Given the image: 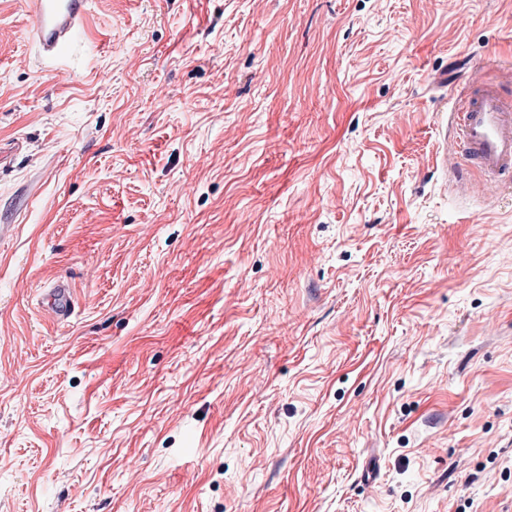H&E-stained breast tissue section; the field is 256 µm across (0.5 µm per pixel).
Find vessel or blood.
<instances>
[{"mask_svg": "<svg viewBox=\"0 0 512 512\" xmlns=\"http://www.w3.org/2000/svg\"><path fill=\"white\" fill-rule=\"evenodd\" d=\"M89 12L90 0H25V30L41 56L57 58L83 33ZM474 84L458 114V143L464 158L482 174L484 187L493 189L512 180V97L482 79ZM41 304L55 322L74 312L63 285L47 291Z\"/></svg>", "mask_w": 512, "mask_h": 512, "instance_id": "vessel-or-blood-1", "label": "vessel or blood"}]
</instances>
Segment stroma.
Here are the masks:
<instances>
[{
	"label": "stroma",
	"instance_id": "1",
	"mask_svg": "<svg viewBox=\"0 0 512 512\" xmlns=\"http://www.w3.org/2000/svg\"><path fill=\"white\" fill-rule=\"evenodd\" d=\"M23 15L0 512H512V186L445 163L512 0H92L65 61ZM42 309L53 322H61L74 312V303L68 287L57 285L42 297Z\"/></svg>",
	"mask_w": 512,
	"mask_h": 512
}]
</instances>
